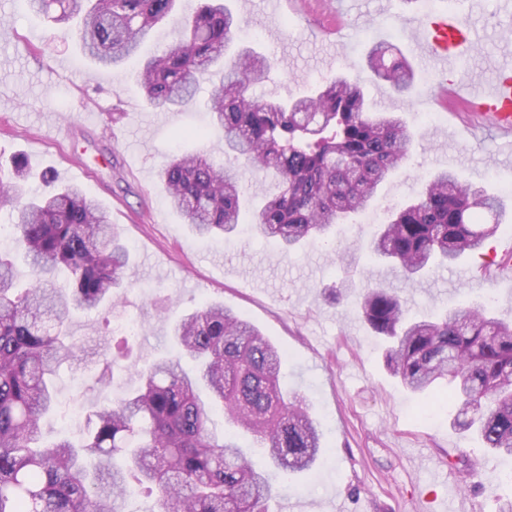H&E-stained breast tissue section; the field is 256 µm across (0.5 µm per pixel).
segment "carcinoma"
<instances>
[{
  "mask_svg": "<svg viewBox=\"0 0 512 512\" xmlns=\"http://www.w3.org/2000/svg\"><path fill=\"white\" fill-rule=\"evenodd\" d=\"M23 0L26 10L75 32L85 56L110 71L138 54L155 27L173 20L176 37L143 57L139 82L147 105L174 112L212 85L207 126L178 135L224 136L229 163L202 152L177 154L160 170L166 201L200 235L238 234L249 200L248 171L274 172L277 194L249 210L252 232L288 254L367 210L381 188L423 147L424 133L398 112L368 108L358 82L342 72L309 95L269 100L256 93L275 60L241 44L227 55L242 18L224 0ZM373 46L368 65L399 95L414 88L409 64ZM0 178L11 204L16 251L31 272L20 287L0 256V512H123L129 491L150 484L158 512H268L274 487L240 443L245 433L284 472L311 469L323 448L312 404L279 382L286 356L248 321L217 301L203 303L172 328L174 355L137 372L139 386L92 411L75 443H40V421L54 403V378L72 358L64 329L74 311L112 300L130 267L110 216L74 184L46 181L29 196ZM502 197L452 170L431 174L418 196L400 206L368 239L370 253L407 281L434 267L482 252L502 223ZM364 320L388 339L386 363L407 388L432 392L447 380L458 404L455 425L491 452L512 457V326L482 304L448 309L434 319L409 317L391 288L366 289ZM205 388L210 399L201 398ZM221 410L233 428L217 438Z\"/></svg>",
  "mask_w": 512,
  "mask_h": 512,
  "instance_id": "1",
  "label": "carcinoma"
}]
</instances>
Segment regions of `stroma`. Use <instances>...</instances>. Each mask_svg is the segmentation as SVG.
Segmentation results:
<instances>
[{
  "label": "stroma",
  "instance_id": "1",
  "mask_svg": "<svg viewBox=\"0 0 512 512\" xmlns=\"http://www.w3.org/2000/svg\"><path fill=\"white\" fill-rule=\"evenodd\" d=\"M345 2L283 0L274 8L268 0H234V6L251 44L277 62L266 96L300 95L344 71L359 80L370 106L404 113L426 133L425 149L414 152L371 206L376 222L416 196L424 175L442 168L488 192L512 193V154L502 148L501 136L464 105L433 104L445 74L423 64L417 49L423 16L459 13L466 27L482 32L469 47L466 79L486 83L491 64L512 44V9H504L502 0H357L348 17ZM381 41L414 68L410 96H398L368 69L366 55ZM157 48V41L147 40L139 57L108 72L83 56L76 39L53 35L42 17L20 9L17 0H0V164L23 160L26 183L35 188L46 170L61 182L78 183L110 213L133 257L130 280L117 300L68 322L81 349L55 377L58 408L41 420L43 441L79 438L96 405L136 385L127 369L105 379L97 356L105 338L120 341L122 320L133 316L143 325L131 353L143 367L170 352L172 323L216 300L286 354L284 384L312 402L323 433L316 466L277 480L271 512L283 501L294 512H428L434 500L466 512H498L501 502L512 500V463L488 455L480 439L454 429L455 402L431 408L427 395L401 384L386 365L383 336L359 316L356 297L338 304L324 297L349 271L361 288L392 281L390 269L364 249L371 225H340L335 249L310 241L287 258L251 233L228 243L198 237L169 208L161 163L198 150L223 162L224 140L177 135L198 123L206 93L179 112L145 104L136 72L140 56ZM428 112L434 122H425ZM80 167L85 176H77ZM399 292L417 317L486 301L497 318L512 324V277L484 268L476 254L453 268L430 270ZM467 459L477 461L476 475L463 472Z\"/></svg>",
  "mask_w": 512,
  "mask_h": 512
}]
</instances>
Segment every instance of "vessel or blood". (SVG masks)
I'll return each mask as SVG.
<instances>
[{"label":"vessel or blood","mask_w":512,"mask_h":512,"mask_svg":"<svg viewBox=\"0 0 512 512\" xmlns=\"http://www.w3.org/2000/svg\"><path fill=\"white\" fill-rule=\"evenodd\" d=\"M423 58L438 62L449 74H456L462 57L477 33L461 29L457 14L448 13L428 18L422 27ZM450 98L461 102H476L481 117L494 129L512 138V57L504 56L495 66V77L487 85L474 87L461 84L450 91Z\"/></svg>","instance_id":"obj_1"}]
</instances>
